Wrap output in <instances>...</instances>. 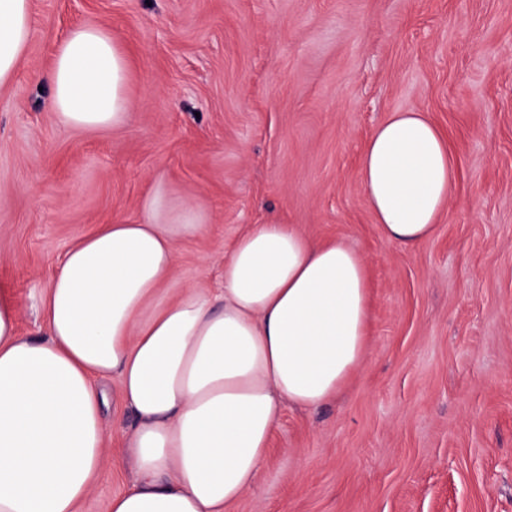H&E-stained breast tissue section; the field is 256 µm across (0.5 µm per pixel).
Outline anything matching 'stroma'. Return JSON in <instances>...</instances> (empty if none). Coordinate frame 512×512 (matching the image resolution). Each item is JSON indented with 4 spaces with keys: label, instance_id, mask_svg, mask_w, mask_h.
<instances>
[{
    "label": "stroma",
    "instance_id": "1",
    "mask_svg": "<svg viewBox=\"0 0 512 512\" xmlns=\"http://www.w3.org/2000/svg\"><path fill=\"white\" fill-rule=\"evenodd\" d=\"M30 4L0 87V289L21 334H44L33 295L55 260L157 185L209 215L175 291L220 287L234 241L279 217L366 260L369 343L336 400L284 409L232 512H512V0ZM87 23L131 56L125 128L67 130L50 108L57 47ZM411 110L457 170L417 247L383 237L358 174L373 128ZM133 481L105 468L81 512Z\"/></svg>",
    "mask_w": 512,
    "mask_h": 512
}]
</instances>
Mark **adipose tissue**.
<instances>
[{
  "label": "adipose tissue",
  "mask_w": 512,
  "mask_h": 512,
  "mask_svg": "<svg viewBox=\"0 0 512 512\" xmlns=\"http://www.w3.org/2000/svg\"><path fill=\"white\" fill-rule=\"evenodd\" d=\"M30 0H0V86L31 40ZM129 61L100 24L72 28L48 74L68 129L128 125ZM360 180L392 243L431 239L454 193L444 134L393 112L366 142ZM207 213L148 195L136 224L79 239L37 292L46 334L18 332L0 292V512H79L106 464L104 379L135 424L117 460L133 487L108 512H230L256 483L283 404L335 399L361 365L370 320L366 262L277 219L255 224L224 262L219 293L170 296L180 240Z\"/></svg>",
  "instance_id": "obj_1"
}]
</instances>
